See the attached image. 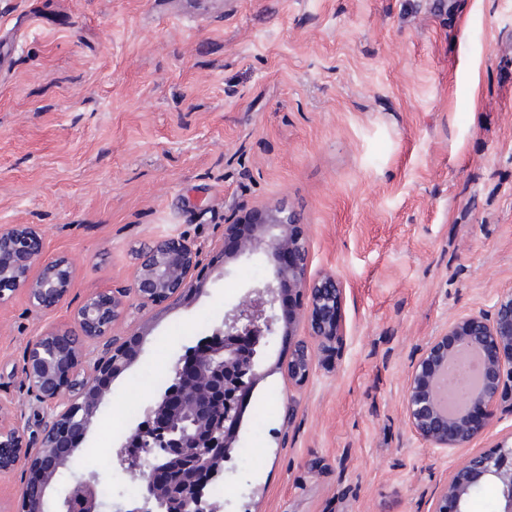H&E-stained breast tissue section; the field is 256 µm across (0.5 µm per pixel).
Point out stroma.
Wrapping results in <instances>:
<instances>
[{
    "label": "stroma",
    "mask_w": 512,
    "mask_h": 512,
    "mask_svg": "<svg viewBox=\"0 0 512 512\" xmlns=\"http://www.w3.org/2000/svg\"><path fill=\"white\" fill-rule=\"evenodd\" d=\"M0 225L37 224L75 274L66 301L0 304V396L26 436V345L100 288H124L129 365L46 490L138 487L118 447L185 347L265 280L224 229L271 205L307 236L308 279L343 290L335 364L285 371L302 325L259 361L224 512H432L468 455L512 436V401L468 447L433 450L405 417L425 343L512 291V0H0ZM200 247L204 287L140 308L138 253ZM140 409L129 412L125 403Z\"/></svg>",
    "instance_id": "35a3bbf8"
}]
</instances>
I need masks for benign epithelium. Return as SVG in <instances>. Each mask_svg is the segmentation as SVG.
<instances>
[{
	"instance_id": "1",
	"label": "benign epithelium",
	"mask_w": 512,
	"mask_h": 512,
	"mask_svg": "<svg viewBox=\"0 0 512 512\" xmlns=\"http://www.w3.org/2000/svg\"><path fill=\"white\" fill-rule=\"evenodd\" d=\"M261 251L271 276L250 286L212 334L184 349L143 419L121 442V465L142 482L136 499L115 512H224L209 486L224 480V462L240 424V395L257 379L262 349L279 331L283 292L303 297L295 318L315 347L300 343L288 360V382L303 385L316 353L330 354L342 340V292L336 277H306L308 247L295 215L275 206L260 218L234 258ZM44 234L37 224L0 226V303L22 292L38 312L67 299L74 271L64 258L43 259ZM201 249L181 237L161 238L145 250L133 290L141 306L178 301L200 290L195 276ZM123 288H101L73 312L68 327L51 328L26 346L22 374L33 401L46 407L41 439L34 446L12 403L0 398V478L26 472L17 490L20 512H46L44 497L58 470L87 435L104 391L99 379L126 368L131 340L114 334L128 315ZM479 352L481 366L464 405L448 409L444 378L459 353ZM512 393V292L491 313L455 318L432 337L413 368L405 412L414 434L428 447L465 448L493 422ZM91 473L75 480L55 512H104ZM491 485L496 512H512V442L469 456L435 497L433 512H469L474 492Z\"/></svg>"
}]
</instances>
